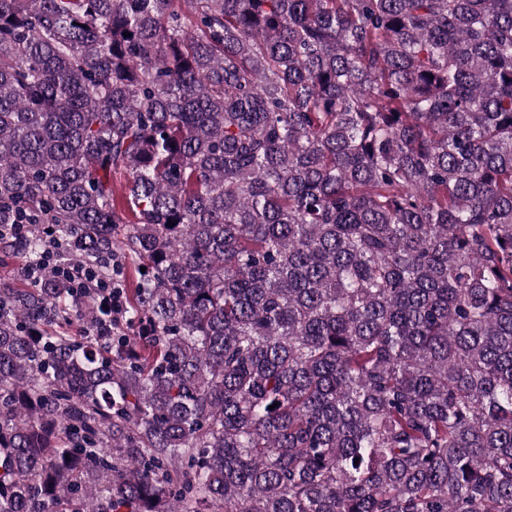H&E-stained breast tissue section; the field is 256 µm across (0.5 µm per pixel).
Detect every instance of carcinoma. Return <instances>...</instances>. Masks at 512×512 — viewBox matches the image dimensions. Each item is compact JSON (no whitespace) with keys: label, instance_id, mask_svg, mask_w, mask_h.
<instances>
[{"label":"carcinoma","instance_id":"obj_1","mask_svg":"<svg viewBox=\"0 0 512 512\" xmlns=\"http://www.w3.org/2000/svg\"><path fill=\"white\" fill-rule=\"evenodd\" d=\"M0 229V512H512V0H0Z\"/></svg>","mask_w":512,"mask_h":512}]
</instances>
